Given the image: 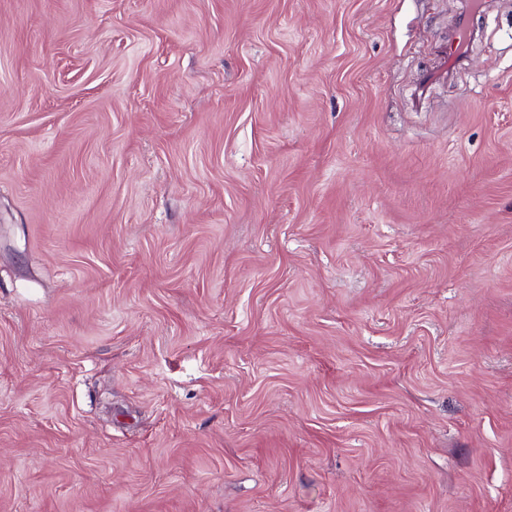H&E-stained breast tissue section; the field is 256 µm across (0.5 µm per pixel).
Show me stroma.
Here are the masks:
<instances>
[{"label": "stroma", "mask_w": 512, "mask_h": 512, "mask_svg": "<svg viewBox=\"0 0 512 512\" xmlns=\"http://www.w3.org/2000/svg\"><path fill=\"white\" fill-rule=\"evenodd\" d=\"M0 512H512V0H0ZM465 32L468 33L466 22H461L459 31L443 50V68L448 72L450 67L458 65L465 57L468 44V36L465 38Z\"/></svg>", "instance_id": "35a3bbf8"}]
</instances>
